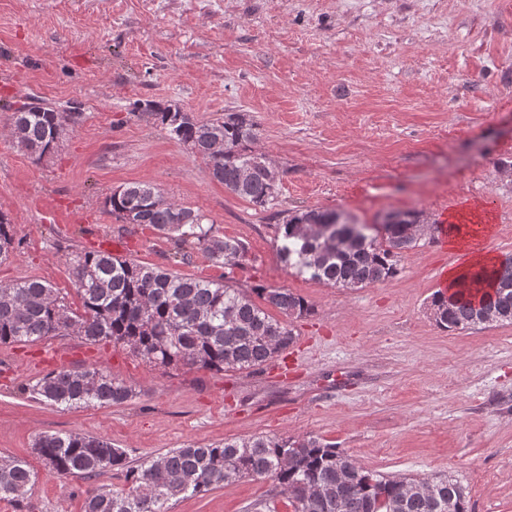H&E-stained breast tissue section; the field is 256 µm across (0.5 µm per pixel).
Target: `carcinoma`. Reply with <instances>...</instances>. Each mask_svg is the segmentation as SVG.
<instances>
[{
    "instance_id": "obj_1",
    "label": "carcinoma",
    "mask_w": 512,
    "mask_h": 512,
    "mask_svg": "<svg viewBox=\"0 0 512 512\" xmlns=\"http://www.w3.org/2000/svg\"><path fill=\"white\" fill-rule=\"evenodd\" d=\"M143 113L171 136L209 159L211 177L231 193L265 207L275 200L277 173L250 144L257 124L247 112L199 122L178 107L143 103ZM76 113L29 105L13 113L10 136L39 161L52 153ZM105 206L117 221L148 224L172 236L177 246L203 245L209 259L224 266L245 255L238 239L219 237L205 226L206 215L164 198L151 182H132L108 196ZM416 211L387 215L382 230L370 235L334 210L307 209L289 216L278 255L298 274L332 288H362L398 272L401 253L419 238L409 231L421 224ZM10 224L0 216V260L13 252ZM68 274L81 309L74 310L47 282L30 278L0 283V345H27L49 336L74 334L89 344H122L142 360L165 368L201 367L216 371L256 370L288 349L296 336L275 319L311 313L308 302L288 288L262 287L252 293L228 283L114 256L102 250L67 253ZM260 302H255L251 294ZM489 305L512 323V256L468 273L451 295H433L434 320L448 331L484 323L478 307ZM36 398L67 408L91 403L120 405L131 387L94 365L59 369L39 378ZM49 471L96 478L112 472V487L89 485L84 512H170L172 501L250 477L270 481L288 498L293 512H470L465 487L452 475L388 477L363 467L347 452L314 436L254 435L214 445L187 443L129 464L121 448L101 437L45 433L34 444ZM348 471L341 483L338 470ZM35 473L26 462L0 459V501L26 512Z\"/></svg>"
}]
</instances>
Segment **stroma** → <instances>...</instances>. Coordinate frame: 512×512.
<instances>
[{
	"mask_svg": "<svg viewBox=\"0 0 512 512\" xmlns=\"http://www.w3.org/2000/svg\"><path fill=\"white\" fill-rule=\"evenodd\" d=\"M146 100L201 122L249 113L274 204L211 180L206 157L134 113ZM32 102L78 114L39 161L10 137ZM139 181L241 240L240 265L196 245L180 262L171 238L117 221L106 197ZM301 209L471 220L477 249L512 255V0H0V213L15 242L0 283L42 279L79 308L67 251L119 238L143 263L287 288L313 308L291 319L294 346L254 371L166 369L75 335L0 345V458L36 472L28 512H82L87 480L48 472L32 448L54 432L106 438L134 464L189 442L315 436L384 475L453 474L471 512H512V323L449 332L431 313L466 250L427 236L394 277L331 288L278 257L277 226ZM89 365L133 398L62 409L30 392ZM270 489L242 478L173 512H252Z\"/></svg>",
	"mask_w": 512,
	"mask_h": 512,
	"instance_id": "obj_1",
	"label": "stroma"
}]
</instances>
